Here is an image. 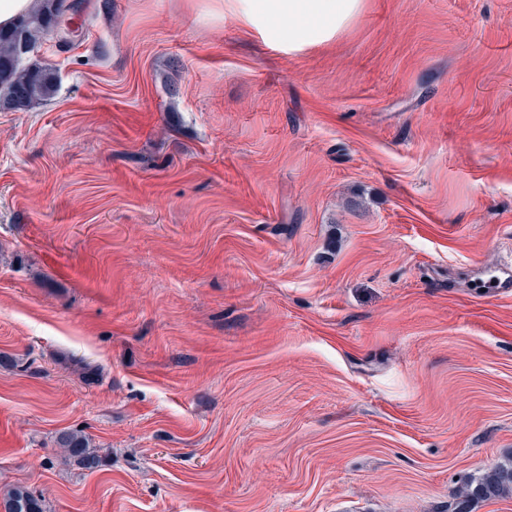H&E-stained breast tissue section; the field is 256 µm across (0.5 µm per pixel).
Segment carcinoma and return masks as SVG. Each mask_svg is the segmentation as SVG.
<instances>
[{
    "label": "carcinoma",
    "instance_id": "1",
    "mask_svg": "<svg viewBox=\"0 0 512 512\" xmlns=\"http://www.w3.org/2000/svg\"><path fill=\"white\" fill-rule=\"evenodd\" d=\"M79 12L66 0H39L38 7L11 28H0V105L26 109L52 98L58 90V77L51 69L30 61L36 46L52 30L65 11ZM54 447L86 470L99 466L100 456L90 440L78 430H63L53 439ZM512 496V460L500 464L457 494V512H470L473 499ZM4 512H46L44 500L24 486L10 490L3 501Z\"/></svg>",
    "mask_w": 512,
    "mask_h": 512
}]
</instances>
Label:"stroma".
Segmentation results:
<instances>
[{
    "instance_id": "1",
    "label": "stroma",
    "mask_w": 512,
    "mask_h": 512,
    "mask_svg": "<svg viewBox=\"0 0 512 512\" xmlns=\"http://www.w3.org/2000/svg\"><path fill=\"white\" fill-rule=\"evenodd\" d=\"M0 107V499L455 512L512 458V0H360L267 45L86 0ZM62 429L102 457L56 454Z\"/></svg>"
}]
</instances>
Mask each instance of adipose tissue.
I'll list each match as a JSON object with an SVG mask.
<instances>
[{"mask_svg":"<svg viewBox=\"0 0 512 512\" xmlns=\"http://www.w3.org/2000/svg\"><path fill=\"white\" fill-rule=\"evenodd\" d=\"M235 11L272 47L293 51L335 35L358 0H233Z\"/></svg>","mask_w":512,"mask_h":512,"instance_id":"1","label":"adipose tissue"}]
</instances>
